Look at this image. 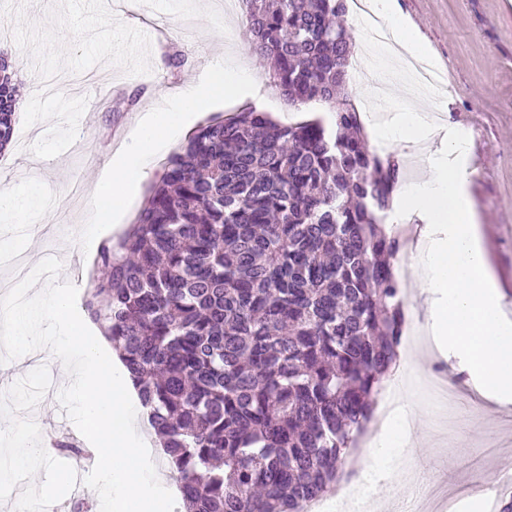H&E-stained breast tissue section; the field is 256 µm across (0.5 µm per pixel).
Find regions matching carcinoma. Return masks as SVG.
<instances>
[{
	"instance_id": "cac0c4a2",
	"label": "carcinoma",
	"mask_w": 512,
	"mask_h": 512,
	"mask_svg": "<svg viewBox=\"0 0 512 512\" xmlns=\"http://www.w3.org/2000/svg\"><path fill=\"white\" fill-rule=\"evenodd\" d=\"M288 106L199 126L84 305L122 358L186 512H302L336 486L406 324L383 224L404 161L377 156L345 90L346 0H240ZM17 78L0 67V152Z\"/></svg>"
}]
</instances>
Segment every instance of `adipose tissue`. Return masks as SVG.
Instances as JSON below:
<instances>
[{"mask_svg":"<svg viewBox=\"0 0 512 512\" xmlns=\"http://www.w3.org/2000/svg\"><path fill=\"white\" fill-rule=\"evenodd\" d=\"M376 17L383 21L388 43L382 49L365 45L360 61L368 76L358 91L368 99H380L389 113V121L378 129L389 152L402 153L407 144L424 148V179L403 187L399 199L424 222L416 248L425 254L427 264L417 288L424 299L428 350L432 357L453 360L454 372L464 377L474 400L498 409L511 407L512 318L488 285L484 254L476 241L466 195L468 143L440 131L426 113L435 94L415 90L405 76L401 54L421 57L425 51L412 26L397 12L395 0H375L372 14L362 15L354 26L369 33ZM242 84V75L228 69L218 55L204 75L178 93L159 91L155 106L140 114L133 131L116 147L111 169L101 174L90 192L91 200L108 199L111 214H100L98 223L78 225L73 250H96L104 224L120 214L135 180L145 173L170 131L186 130L195 113L209 109L219 98L239 97ZM420 421L417 407L402 403L365 442L361 464L372 471L374 485L391 483L395 474L391 468H374L376 452L386 446L388 433L401 431L403 446L413 445Z\"/></svg>","mask_w":512,"mask_h":512,"instance_id":"adipose-tissue-1","label":"adipose tissue"}]
</instances>
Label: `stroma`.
I'll return each instance as SVG.
<instances>
[{
  "label": "stroma",
  "mask_w": 512,
  "mask_h": 512,
  "mask_svg": "<svg viewBox=\"0 0 512 512\" xmlns=\"http://www.w3.org/2000/svg\"><path fill=\"white\" fill-rule=\"evenodd\" d=\"M201 13L198 0H112V13L137 27L151 40L150 73L130 76L112 64L92 72L112 84L111 104L90 98L85 119L78 125L75 143L56 158L43 160L29 151L43 137L49 123L31 128L16 126L14 150L0 155V184L31 182L33 191L66 192L64 206L39 224L30 237L34 248L63 244L76 225L91 216L83 195H72L73 180L84 191L112 160L113 146L128 136L139 112L150 109L159 88L187 85L210 66L215 51H223L233 68L249 70L258 87L253 97L220 101L194 117L202 125L254 106L278 122L299 121L321 114V107L306 113L290 111L269 79L266 62L251 53L238 20L225 0H212ZM398 12L418 29L436 77L444 89L445 124L461 131L470 147L467 192L484 237L482 247L496 281L502 304L512 314V0H396ZM13 20L0 15V49L20 61L22 101H29L41 82L30 54L11 37ZM182 51L185 61L174 69L167 64L169 49ZM139 93L136 108L125 99ZM416 403L425 407L424 441L404 453L406 461L429 473L449 498L494 480L500 459L512 455V410H496L471 400L460 390L453 415H445L425 391L417 390Z\"/></svg>",
  "instance_id": "obj_1"
}]
</instances>
